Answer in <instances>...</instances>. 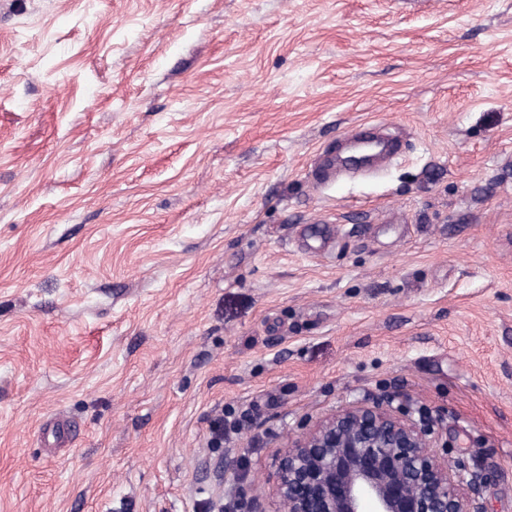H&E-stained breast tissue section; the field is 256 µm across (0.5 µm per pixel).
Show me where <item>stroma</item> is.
I'll list each match as a JSON object with an SVG mask.
<instances>
[{"instance_id":"1","label":"stroma","mask_w":512,"mask_h":512,"mask_svg":"<svg viewBox=\"0 0 512 512\" xmlns=\"http://www.w3.org/2000/svg\"><path fill=\"white\" fill-rule=\"evenodd\" d=\"M392 391L512 512V0H0V512H284Z\"/></svg>"}]
</instances>
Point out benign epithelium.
Returning <instances> with one entry per match:
<instances>
[{
  "instance_id": "1",
  "label": "benign epithelium",
  "mask_w": 512,
  "mask_h": 512,
  "mask_svg": "<svg viewBox=\"0 0 512 512\" xmlns=\"http://www.w3.org/2000/svg\"><path fill=\"white\" fill-rule=\"evenodd\" d=\"M439 434L397 395L349 404L279 453L276 496L288 512H483L484 475L440 455Z\"/></svg>"
}]
</instances>
